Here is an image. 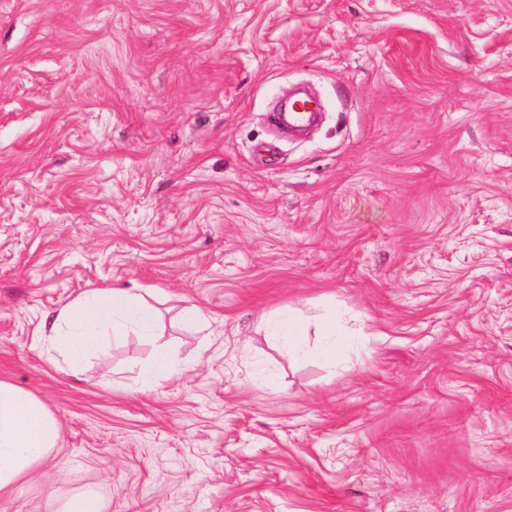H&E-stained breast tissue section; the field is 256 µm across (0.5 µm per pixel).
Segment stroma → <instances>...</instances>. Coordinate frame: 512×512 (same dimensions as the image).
<instances>
[{
    "label": "stroma",
    "instance_id": "stroma-1",
    "mask_svg": "<svg viewBox=\"0 0 512 512\" xmlns=\"http://www.w3.org/2000/svg\"><path fill=\"white\" fill-rule=\"evenodd\" d=\"M109 286L158 336L54 368ZM0 379L61 427L0 512H512V0H0ZM313 108L310 107V102L298 101L285 109L281 113L280 120L289 126H301L312 119ZM135 288H94L53 311L38 340L54 359L61 357L71 372L100 352L110 336L154 335L156 317ZM272 331L273 336H276L289 354L298 356L306 352L305 339L309 331L307 324L281 311L272 323ZM177 372L170 353L160 348L156 351L152 362L142 370V376L147 385H152L159 379L172 376Z\"/></svg>",
    "mask_w": 512,
    "mask_h": 512
}]
</instances>
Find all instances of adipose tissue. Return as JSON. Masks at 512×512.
<instances>
[{
	"instance_id": "adipose-tissue-1",
	"label": "adipose tissue",
	"mask_w": 512,
	"mask_h": 512,
	"mask_svg": "<svg viewBox=\"0 0 512 512\" xmlns=\"http://www.w3.org/2000/svg\"><path fill=\"white\" fill-rule=\"evenodd\" d=\"M156 317L143 298L130 288H94L53 311L38 336L51 358H62L71 372L100 352L110 337L153 336ZM318 335L336 333L333 323L315 326L280 312L272 323L276 338L294 356L305 353L309 329ZM59 441L55 414L35 393L0 380V493L13 491L29 480L54 453Z\"/></svg>"
}]
</instances>
